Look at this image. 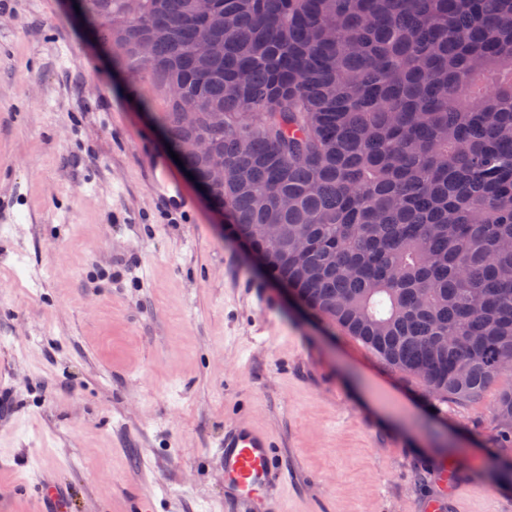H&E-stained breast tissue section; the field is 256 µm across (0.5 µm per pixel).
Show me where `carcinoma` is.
<instances>
[{
  "label": "carcinoma",
  "instance_id": "cac0c4a2",
  "mask_svg": "<svg viewBox=\"0 0 512 512\" xmlns=\"http://www.w3.org/2000/svg\"><path fill=\"white\" fill-rule=\"evenodd\" d=\"M213 8L85 0L116 64L166 87L173 151L272 278L438 400L479 399L512 368V0ZM494 414L512 448V390Z\"/></svg>",
  "mask_w": 512,
  "mask_h": 512
}]
</instances>
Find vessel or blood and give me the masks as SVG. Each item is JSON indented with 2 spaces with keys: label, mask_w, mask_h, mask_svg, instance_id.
I'll return each mask as SVG.
<instances>
[{
  "label": "vessel or blood",
  "mask_w": 512,
  "mask_h": 512,
  "mask_svg": "<svg viewBox=\"0 0 512 512\" xmlns=\"http://www.w3.org/2000/svg\"><path fill=\"white\" fill-rule=\"evenodd\" d=\"M164 205L190 209V199L165 173H154ZM224 498L229 512H284L279 489L284 475L279 467L271 434L251 419L240 416L224 427ZM33 512H70L71 493L52 471L38 479Z\"/></svg>",
  "instance_id": "vessel-or-blood-1"
}]
</instances>
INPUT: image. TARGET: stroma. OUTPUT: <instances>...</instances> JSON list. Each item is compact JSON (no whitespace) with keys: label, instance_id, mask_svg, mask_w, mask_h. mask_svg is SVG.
Listing matches in <instances>:
<instances>
[{"label":"stroma","instance_id":"obj_1","mask_svg":"<svg viewBox=\"0 0 512 512\" xmlns=\"http://www.w3.org/2000/svg\"><path fill=\"white\" fill-rule=\"evenodd\" d=\"M0 12V512L50 469L73 512H228L220 444L273 434L286 512H512L501 374L441 402L287 296L171 158L161 82H132L67 0ZM190 196L168 215L149 165ZM493 412L496 421L505 424L499 427V448H512V390H506L499 394Z\"/></svg>","mask_w":512,"mask_h":512}]
</instances>
